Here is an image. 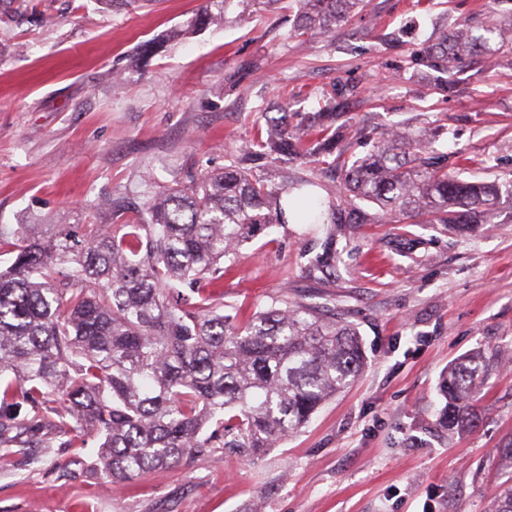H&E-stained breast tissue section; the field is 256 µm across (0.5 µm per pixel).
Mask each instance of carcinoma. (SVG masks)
<instances>
[{
	"instance_id": "carcinoma-1",
	"label": "carcinoma",
	"mask_w": 512,
	"mask_h": 512,
	"mask_svg": "<svg viewBox=\"0 0 512 512\" xmlns=\"http://www.w3.org/2000/svg\"><path fill=\"white\" fill-rule=\"evenodd\" d=\"M465 17L413 51L433 88L457 92L474 56L512 66V0ZM272 5L294 13L296 38L332 36L369 0H204L193 29L244 21ZM345 103L318 112L262 113L254 161L308 160L336 174L342 205L313 178L268 179L238 160L150 199L126 224H18L0 229V447L85 448L109 483L222 448L261 457L344 391L365 364L356 330L322 306L273 304L246 321L224 312V262L270 224H316L322 252L309 270H336L330 224H453L485 220L512 180H461L428 132L392 129L359 158L346 157ZM377 206L369 214L358 203ZM493 359L471 353L448 368L440 392L447 427L468 432ZM488 512H512V480Z\"/></svg>"
}]
</instances>
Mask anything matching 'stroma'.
<instances>
[{"instance_id": "obj_1", "label": "stroma", "mask_w": 512, "mask_h": 512, "mask_svg": "<svg viewBox=\"0 0 512 512\" xmlns=\"http://www.w3.org/2000/svg\"><path fill=\"white\" fill-rule=\"evenodd\" d=\"M203 0L116 10L100 0H0V225L122 224L153 195L221 170L282 97L312 112L334 89L366 141L392 126L436 131L465 180L512 179V67L472 64L443 97L415 44L490 0H371L330 38L298 45L281 13L188 31ZM408 42L383 35L399 27ZM151 44L144 60L140 46ZM122 199L126 211L111 209ZM323 235L277 224L225 263L224 309L248 318L285 298L352 323L366 364L283 445L244 462L223 450L106 487L94 448H14L0 512H487L512 464V201L471 233L349 224L335 271L308 273ZM496 349L471 433L438 424L451 362Z\"/></svg>"}]
</instances>
